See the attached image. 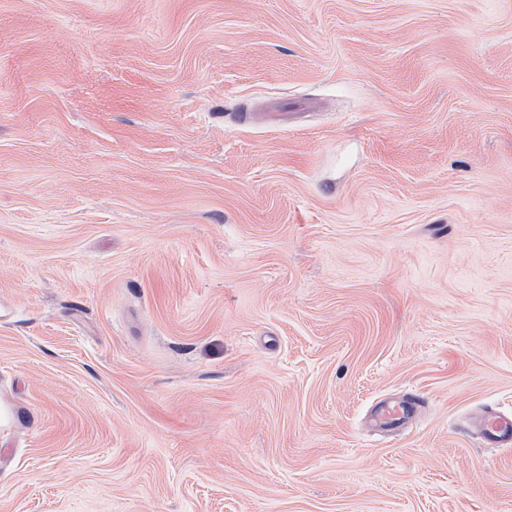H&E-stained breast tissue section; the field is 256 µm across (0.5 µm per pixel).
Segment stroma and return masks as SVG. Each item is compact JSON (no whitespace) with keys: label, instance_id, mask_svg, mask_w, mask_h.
<instances>
[{"label":"stroma","instance_id":"obj_1","mask_svg":"<svg viewBox=\"0 0 512 512\" xmlns=\"http://www.w3.org/2000/svg\"><path fill=\"white\" fill-rule=\"evenodd\" d=\"M1 304L0 512H512V0H0ZM423 398L412 394L397 403H380L373 412L374 423L384 427H406L417 416ZM478 426L489 445L498 448L512 447V416L488 411L481 416Z\"/></svg>","mask_w":512,"mask_h":512}]
</instances>
